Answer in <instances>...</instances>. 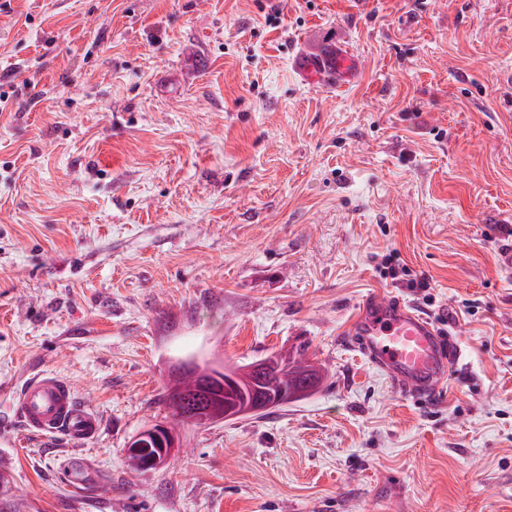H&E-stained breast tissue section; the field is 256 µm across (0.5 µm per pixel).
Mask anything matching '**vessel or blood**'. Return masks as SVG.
<instances>
[{
	"mask_svg": "<svg viewBox=\"0 0 512 512\" xmlns=\"http://www.w3.org/2000/svg\"><path fill=\"white\" fill-rule=\"evenodd\" d=\"M291 64L307 75L336 73L348 66L347 60L333 51L316 55L301 51ZM350 334L355 347L385 372L397 389L427 401L438 397L441 380L462 355L450 333L399 299L372 298L355 319ZM16 413L28 430L44 437L60 433L82 441L94 438L100 428L97 414L78 401L72 383L50 372L26 383Z\"/></svg>",
	"mask_w": 512,
	"mask_h": 512,
	"instance_id": "b4317fda",
	"label": "vessel or blood"
}]
</instances>
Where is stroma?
Returning <instances> with one entry per match:
<instances>
[{"instance_id":"obj_1","label":"stroma","mask_w":512,"mask_h":512,"mask_svg":"<svg viewBox=\"0 0 512 512\" xmlns=\"http://www.w3.org/2000/svg\"><path fill=\"white\" fill-rule=\"evenodd\" d=\"M3 91L0 512H512V0H0ZM374 295L457 337L435 402L353 349ZM301 344L317 390L128 469L179 364ZM39 371L97 437L22 426ZM311 62L318 63L317 68L320 75L324 73L332 74L334 72L345 71L349 64L345 58L336 54V50L335 52L329 51L319 54L299 51L291 59V64L295 70L303 72L306 76L312 74L314 77H317L316 74H313L314 66Z\"/></svg>"}]
</instances>
